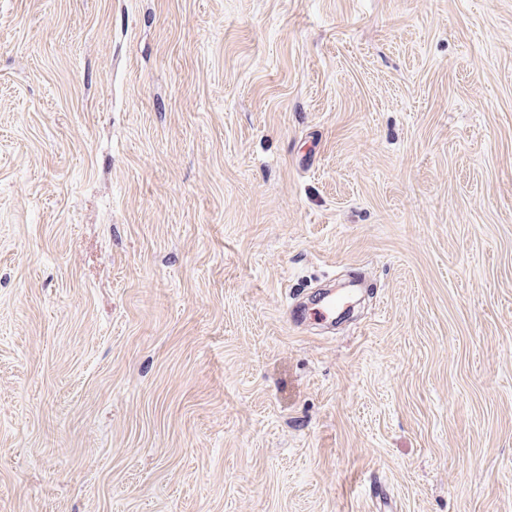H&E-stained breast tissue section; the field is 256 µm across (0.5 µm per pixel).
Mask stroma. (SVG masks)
Returning a JSON list of instances; mask_svg holds the SVG:
<instances>
[{
    "instance_id": "35a3bbf8",
    "label": "stroma",
    "mask_w": 512,
    "mask_h": 512,
    "mask_svg": "<svg viewBox=\"0 0 512 512\" xmlns=\"http://www.w3.org/2000/svg\"><path fill=\"white\" fill-rule=\"evenodd\" d=\"M0 512H512V0H0Z\"/></svg>"
}]
</instances>
